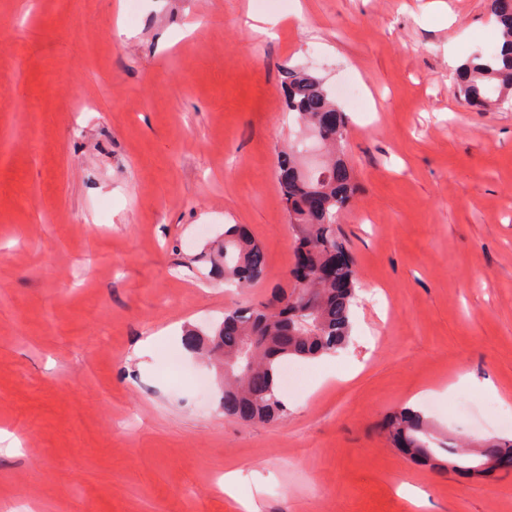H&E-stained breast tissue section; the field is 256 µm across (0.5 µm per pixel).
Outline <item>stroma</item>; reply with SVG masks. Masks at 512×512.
I'll return each mask as SVG.
<instances>
[{
    "label": "stroma",
    "mask_w": 512,
    "mask_h": 512,
    "mask_svg": "<svg viewBox=\"0 0 512 512\" xmlns=\"http://www.w3.org/2000/svg\"><path fill=\"white\" fill-rule=\"evenodd\" d=\"M441 1L274 0L267 35L255 0H138L134 23L117 0H0V69L27 57L0 86V512H239L229 471L262 512H410L413 495L512 512V470L418 463L385 431L417 394L436 437L482 446L512 399V103L460 96L449 55L498 31L485 0ZM287 67L347 113L357 191L336 236L357 299L347 346L283 388L287 414L243 423L184 336L291 285L277 153L309 133ZM349 80L364 113L337 94ZM228 224L266 257L244 291L204 260Z\"/></svg>",
    "instance_id": "35a3bbf8"
}]
</instances>
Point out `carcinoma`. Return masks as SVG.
<instances>
[{
  "mask_svg": "<svg viewBox=\"0 0 512 512\" xmlns=\"http://www.w3.org/2000/svg\"><path fill=\"white\" fill-rule=\"evenodd\" d=\"M487 10L499 26L501 39L512 45V0H487ZM458 91L471 105L488 110L508 101L512 92V53L498 52L467 58L457 75ZM288 111L298 123L317 134L329 156L314 173L302 169L299 150L280 152L278 168L283 200L291 224L298 229L299 246L312 250L315 264H330L333 278L312 280L275 295L260 308H233L224 321L209 329H192L185 345L192 351L224 355V387L220 410L241 422L282 416V369L293 359H312L338 352L350 337L351 310L355 303V271L349 260L339 261L344 249L336 240V217L352 202L350 174L337 157L346 115L336 106L321 78L308 69L284 72ZM214 270L224 283L240 290L252 287L266 267L262 248L238 225L224 229V242L212 251ZM392 442L410 439V457L435 455L428 423L421 414L405 409L387 423Z\"/></svg>",
  "mask_w": 512,
  "mask_h": 512,
  "instance_id": "obj_1",
  "label": "carcinoma"
}]
</instances>
